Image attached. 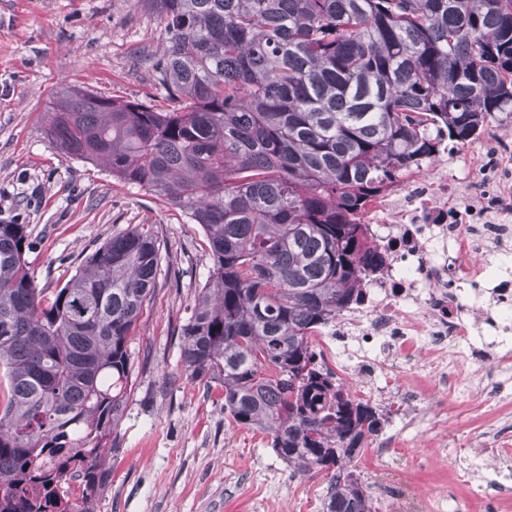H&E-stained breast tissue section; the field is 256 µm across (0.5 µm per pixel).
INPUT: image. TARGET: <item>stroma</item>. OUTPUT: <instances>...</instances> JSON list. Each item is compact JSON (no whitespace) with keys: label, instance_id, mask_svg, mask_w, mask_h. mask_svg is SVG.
Instances as JSON below:
<instances>
[{"label":"stroma","instance_id":"stroma-1","mask_svg":"<svg viewBox=\"0 0 512 512\" xmlns=\"http://www.w3.org/2000/svg\"><path fill=\"white\" fill-rule=\"evenodd\" d=\"M165 35L151 0H0V219L21 215L31 241L27 260L38 287L55 290L85 255L121 230L147 225L161 250L156 295L129 348L135 384L116 428L112 481L97 512H322L323 474L298 475L268 437L224 415L219 389L187 374L173 327L213 266L202 228L160 193L117 182L102 167L58 154L43 131L48 102L69 88L124 100H163L155 68ZM512 155V122L493 121L459 148L449 168L470 161L485 172L462 179L460 203L484 202L506 172L497 156ZM426 402L443 429L424 424L389 455L363 452L353 463L368 493L379 477L398 474L403 488L376 500L413 493L452 500L458 512H512V497L472 499L458 485L441 434L482 447L485 432L512 447V409L481 411L478 396Z\"/></svg>","mask_w":512,"mask_h":512}]
</instances>
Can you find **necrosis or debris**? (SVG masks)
I'll return each mask as SVG.
<instances>
[{
    "label": "necrosis or debris",
    "mask_w": 512,
    "mask_h": 512,
    "mask_svg": "<svg viewBox=\"0 0 512 512\" xmlns=\"http://www.w3.org/2000/svg\"><path fill=\"white\" fill-rule=\"evenodd\" d=\"M448 145L420 169L398 175L367 209L368 236L382 264L365 280L362 299L316 335V359L343 385L384 401L382 454L427 418L421 389L404 384L423 365L437 394L455 398L474 368L492 379L481 401L512 402V224L472 223L451 205ZM479 496L512 492V458L477 453L458 467Z\"/></svg>",
    "instance_id": "1"
}]
</instances>
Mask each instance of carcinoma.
I'll return each instance as SVG.
<instances>
[{
	"label": "carcinoma",
	"instance_id": "obj_1",
	"mask_svg": "<svg viewBox=\"0 0 512 512\" xmlns=\"http://www.w3.org/2000/svg\"><path fill=\"white\" fill-rule=\"evenodd\" d=\"M152 2L168 107L74 89L45 136L200 225L213 268L178 329L189 375L296 473H326L322 512H375L349 465L384 419L315 363L312 336L375 262L380 188L440 137L455 149L512 116V0ZM29 245L0 221V512H95L160 245L119 231L50 296Z\"/></svg>",
	"mask_w": 512,
	"mask_h": 512
}]
</instances>
